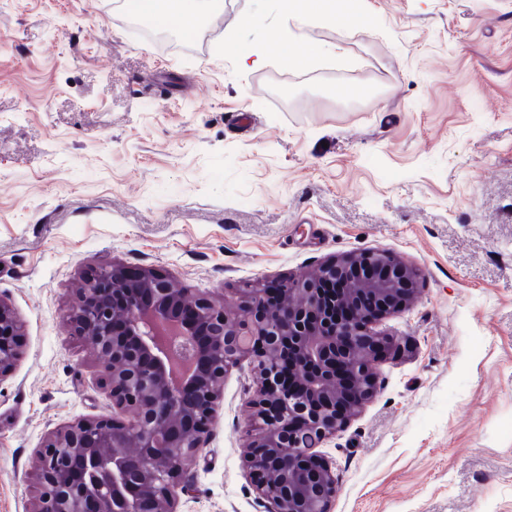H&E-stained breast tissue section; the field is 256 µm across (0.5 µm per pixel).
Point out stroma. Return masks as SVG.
Masks as SVG:
<instances>
[{"label": "stroma", "instance_id": "obj_1", "mask_svg": "<svg viewBox=\"0 0 512 512\" xmlns=\"http://www.w3.org/2000/svg\"><path fill=\"white\" fill-rule=\"evenodd\" d=\"M126 3L0 0V299L23 325L0 512H35L51 435L112 413L67 321L99 266L233 301L364 250L413 266L417 300L318 448L332 512H512V0H362L303 28L292 52L336 48L303 70L240 54L282 31L273 0L191 30ZM257 383L246 360L225 375L178 512H266L242 462Z\"/></svg>", "mask_w": 512, "mask_h": 512}]
</instances>
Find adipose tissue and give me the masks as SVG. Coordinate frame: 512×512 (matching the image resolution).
Returning <instances> with one entry per match:
<instances>
[{
	"mask_svg": "<svg viewBox=\"0 0 512 512\" xmlns=\"http://www.w3.org/2000/svg\"><path fill=\"white\" fill-rule=\"evenodd\" d=\"M280 13L291 21L292 26L283 38L269 44L271 54L290 58L293 65H305L302 57L291 56L289 47L297 38V24L325 22L342 26L354 24L360 15L359 0H277ZM136 10L144 20L162 16L183 29L194 27L202 6L199 0H136Z\"/></svg>",
	"mask_w": 512,
	"mask_h": 512,
	"instance_id": "1",
	"label": "adipose tissue"
}]
</instances>
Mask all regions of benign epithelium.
<instances>
[{
  "instance_id": "obj_1",
  "label": "benign epithelium",
  "mask_w": 512,
  "mask_h": 512,
  "mask_svg": "<svg viewBox=\"0 0 512 512\" xmlns=\"http://www.w3.org/2000/svg\"><path fill=\"white\" fill-rule=\"evenodd\" d=\"M325 283L336 285L334 295H325ZM414 300L413 268L379 250L244 288L234 315L222 299H187L151 269L131 280L120 265L99 268L77 288L69 322L105 363L112 416L79 419L48 439L37 456L36 512H177L224 375L247 357L259 383L243 462L267 512H330L339 485L315 448L373 397L375 362L398 349L371 323ZM200 324L210 331L206 344ZM20 336L0 299V378ZM285 353L298 394L281 385L277 361Z\"/></svg>"
}]
</instances>
